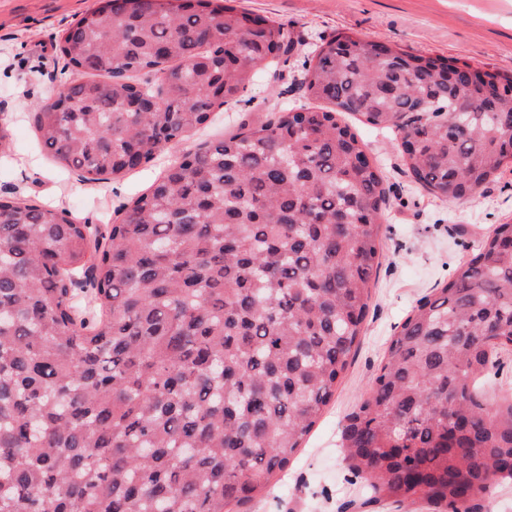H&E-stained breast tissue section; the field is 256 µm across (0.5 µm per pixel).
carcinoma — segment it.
I'll return each instance as SVG.
<instances>
[{
  "label": "carcinoma",
  "mask_w": 512,
  "mask_h": 512,
  "mask_svg": "<svg viewBox=\"0 0 512 512\" xmlns=\"http://www.w3.org/2000/svg\"><path fill=\"white\" fill-rule=\"evenodd\" d=\"M100 2L59 44L86 79L34 112L88 175L184 142L300 44L232 0ZM300 89L307 103L185 150L103 231L0 195V512H233L288 468L380 264L383 176L341 113L399 136L441 202L512 167V76L338 34ZM502 351L511 221L417 301L346 418L373 501L481 512L512 480V395L480 382Z\"/></svg>",
  "instance_id": "cac0c4a2"
}]
</instances>
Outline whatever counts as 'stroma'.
Wrapping results in <instances>:
<instances>
[{"instance_id":"35a3bbf8","label":"stroma","mask_w":512,"mask_h":512,"mask_svg":"<svg viewBox=\"0 0 512 512\" xmlns=\"http://www.w3.org/2000/svg\"><path fill=\"white\" fill-rule=\"evenodd\" d=\"M97 0H0V122L13 141L0 160V194L30 205L54 206L95 224L116 220L117 208L142 191L179 155L173 147L136 172L85 181L64 169L37 141L33 107L60 88L65 64L56 49L64 32ZM238 6L285 24L296 35L366 37L413 54L440 56L512 75V0H237ZM309 47L289 62L284 81L269 71L231 109L220 108L201 142L241 120L297 105L286 92L298 80ZM353 128L386 176L388 220L381 263L372 280L364 332L336 393L274 487L241 512H426L369 502L348 470L341 445L345 418L365 396L387 356L390 340L420 298L450 279L468 250L495 225L512 221V170L471 200H435L403 165L394 133L353 121Z\"/></svg>"}]
</instances>
